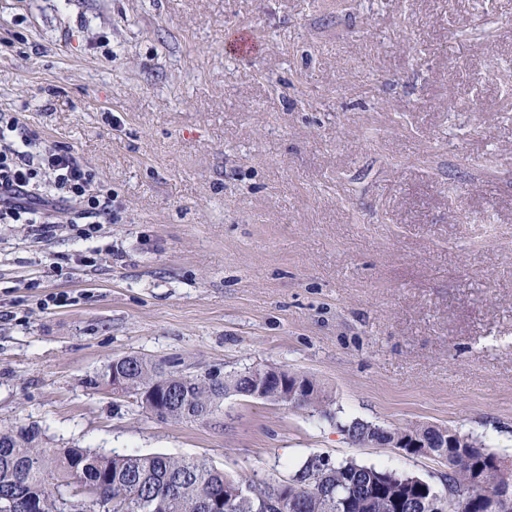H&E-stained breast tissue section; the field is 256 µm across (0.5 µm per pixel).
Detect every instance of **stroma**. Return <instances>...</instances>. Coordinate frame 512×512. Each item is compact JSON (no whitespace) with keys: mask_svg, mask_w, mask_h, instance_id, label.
I'll use <instances>...</instances> for the list:
<instances>
[{"mask_svg":"<svg viewBox=\"0 0 512 512\" xmlns=\"http://www.w3.org/2000/svg\"><path fill=\"white\" fill-rule=\"evenodd\" d=\"M0 111L112 189L87 240L0 223V427L257 482L319 456L439 484L355 419L512 459V0H0ZM129 353L277 366L329 412L163 421L98 383Z\"/></svg>","mask_w":512,"mask_h":512,"instance_id":"stroma-1","label":"stroma"}]
</instances>
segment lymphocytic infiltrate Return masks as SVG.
<instances>
[{
    "mask_svg": "<svg viewBox=\"0 0 512 512\" xmlns=\"http://www.w3.org/2000/svg\"><path fill=\"white\" fill-rule=\"evenodd\" d=\"M36 136L19 118L0 113V223L26 225L30 234L50 237L52 215L77 205L69 221L77 237L86 239L102 221L112 218V192L95 188V175L68 147L35 148Z\"/></svg>",
    "mask_w": 512,
    "mask_h": 512,
    "instance_id": "1",
    "label": "lymphocytic infiltrate"
}]
</instances>
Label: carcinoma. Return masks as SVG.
Segmentation results:
<instances>
[{
  "label": "carcinoma",
  "mask_w": 512,
  "mask_h": 512,
  "mask_svg": "<svg viewBox=\"0 0 512 512\" xmlns=\"http://www.w3.org/2000/svg\"><path fill=\"white\" fill-rule=\"evenodd\" d=\"M123 369L127 392L161 384L173 401L166 419L175 422L212 416L235 393L250 396L246 372L209 384L198 377L171 371L167 363L145 355H125L113 361ZM306 400L294 405L322 412L328 397L308 381ZM358 443L390 441L405 434L417 438V453L443 461V490L412 474L361 465L353 461L331 464L319 457L303 462L288 481L256 483L234 479L206 458L163 454L116 455L84 448H49L40 428L18 425L0 429V512H203L206 503L224 500V512H269L268 503L288 496V512H489L486 494L507 486L496 462L503 456L481 441L449 447L447 429L431 425L382 428L354 420L347 426ZM100 485L102 501L87 506L72 491L81 483Z\"/></svg>",
  "instance_id": "cac0c4a2"
}]
</instances>
